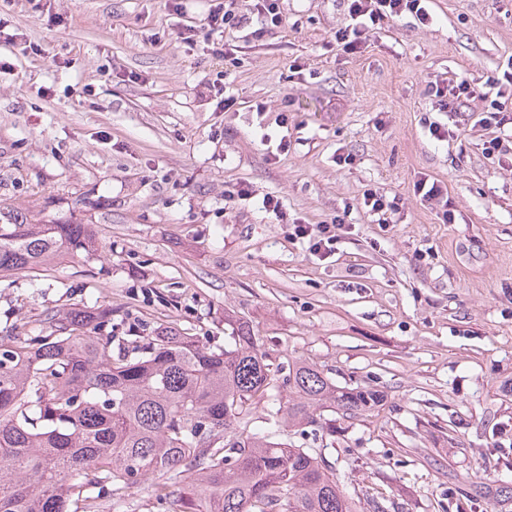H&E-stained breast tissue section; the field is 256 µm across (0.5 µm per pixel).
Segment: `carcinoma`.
I'll return each mask as SVG.
<instances>
[{
  "label": "carcinoma",
  "instance_id": "1",
  "mask_svg": "<svg viewBox=\"0 0 512 512\" xmlns=\"http://www.w3.org/2000/svg\"><path fill=\"white\" fill-rule=\"evenodd\" d=\"M93 239L72 218L0 213V274L88 251ZM228 324L222 347L159 326L114 353L112 310L74 307L1 337L0 512H136L130 492L147 476L162 512H357L322 454L240 425L286 386L272 417L334 436L322 412L356 417L383 395L304 363L280 378L249 325Z\"/></svg>",
  "mask_w": 512,
  "mask_h": 512
}]
</instances>
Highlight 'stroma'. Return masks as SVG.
Here are the masks:
<instances>
[{
  "label": "stroma",
  "mask_w": 512,
  "mask_h": 512,
  "mask_svg": "<svg viewBox=\"0 0 512 512\" xmlns=\"http://www.w3.org/2000/svg\"><path fill=\"white\" fill-rule=\"evenodd\" d=\"M170 3L56 0L52 19L0 0L7 32L43 48L0 44V209L73 214L98 243L0 276V336L108 305L114 335L164 324L220 346L229 312L273 364L383 391L336 438L280 431L321 450L360 512H448L449 483H512V138L486 154L484 100L441 112L427 93L502 77L512 0H431L429 23L402 15L354 55L336 45L342 0H283L285 26L249 38L210 34L209 0ZM219 72L227 110L207 88ZM423 177L453 223L415 195ZM368 189L399 198L387 226ZM337 217L332 255L294 234ZM415 191L426 201L434 199L440 201L446 197L443 204V208L445 209L442 212V221L448 224L452 222L453 216L451 211L448 210V193L447 190L443 188L440 181L432 180V182H429L428 179H421L415 184Z\"/></svg>",
  "instance_id": "obj_1"
}]
</instances>
